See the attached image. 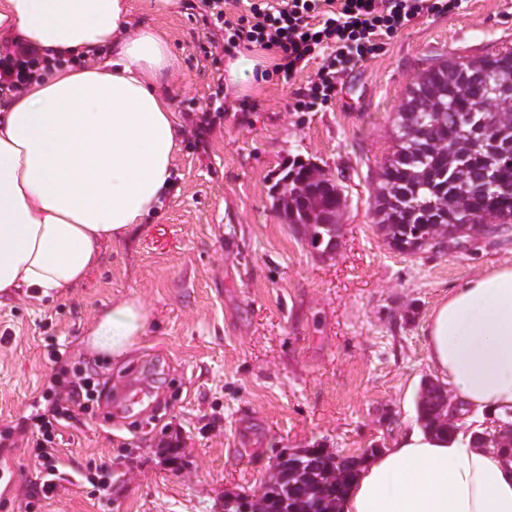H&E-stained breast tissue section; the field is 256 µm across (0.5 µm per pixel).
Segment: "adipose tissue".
<instances>
[{
    "instance_id": "ef3b65f1",
    "label": "adipose tissue",
    "mask_w": 512,
    "mask_h": 512,
    "mask_svg": "<svg viewBox=\"0 0 512 512\" xmlns=\"http://www.w3.org/2000/svg\"><path fill=\"white\" fill-rule=\"evenodd\" d=\"M130 11L129 0H0V52L24 43L44 60L0 99V296L65 293L102 242L129 237L172 186L178 129L163 75L177 60ZM148 320L120 301L86 343L124 358ZM425 348L460 428H404L361 466L340 512H512V468L473 442L512 411V263L449 289Z\"/></svg>"
}]
</instances>
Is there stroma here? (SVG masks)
I'll list each match as a JSON object with an SVG mask.
<instances>
[{"instance_id":"obj_1","label":"stroma","mask_w":512,"mask_h":512,"mask_svg":"<svg viewBox=\"0 0 512 512\" xmlns=\"http://www.w3.org/2000/svg\"><path fill=\"white\" fill-rule=\"evenodd\" d=\"M132 5L133 23L160 31L178 61L166 81L173 186L137 232L103 243L100 264L66 294L0 299V434L33 427L50 380L75 364L107 392L145 379L157 407L141 421L106 422L93 401L57 439L66 468L111 463L107 494L65 481L41 512H224L225 495L259 493L281 454L387 447L416 421L420 383L434 374L424 345L434 304L512 261V241L484 236L465 253L397 252L372 214L407 88L436 61L512 50V0L418 18L311 111L295 104L319 61L290 81L272 73L245 91L221 88L230 57L222 36L206 34L201 0L165 14ZM206 111L214 120L200 143L191 132ZM298 158L343 189L334 254L311 248L272 195ZM125 299L148 312L144 336L121 360L92 352L88 329ZM0 469L13 475L0 483V512H26L33 449H0Z\"/></svg>"}]
</instances>
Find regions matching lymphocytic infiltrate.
Masks as SVG:
<instances>
[{
    "instance_id": "lymphocytic-infiltrate-1",
    "label": "lymphocytic infiltrate",
    "mask_w": 512,
    "mask_h": 512,
    "mask_svg": "<svg viewBox=\"0 0 512 512\" xmlns=\"http://www.w3.org/2000/svg\"><path fill=\"white\" fill-rule=\"evenodd\" d=\"M202 2L204 26L223 31L231 48L273 52V70L284 79L320 59L304 103L311 109L331 102L346 65L375 55L384 39L420 16L460 11L464 0H246L240 13L227 10L225 0ZM36 63L31 49L0 57V93L21 92ZM94 396L86 375L57 387L49 415L42 417L36 432L28 436L27 442L35 450L29 512H36L41 501L52 498L63 479V462L56 446L58 428L74 420Z\"/></svg>"
}]
</instances>
